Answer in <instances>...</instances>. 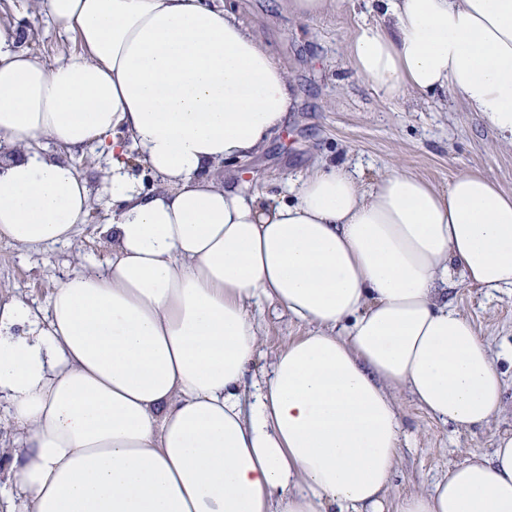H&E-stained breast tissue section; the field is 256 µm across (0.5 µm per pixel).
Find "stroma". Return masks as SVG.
<instances>
[{
	"label": "stroma",
	"instance_id": "1",
	"mask_svg": "<svg viewBox=\"0 0 512 512\" xmlns=\"http://www.w3.org/2000/svg\"><path fill=\"white\" fill-rule=\"evenodd\" d=\"M223 3L274 53L301 96L281 133L235 162L252 189L282 195L312 167L341 163L361 168L367 181L399 168L440 189L459 173L476 170L512 193V145L483 126L458 94L386 99L349 66L343 46L354 28L370 19L368 0H336L333 10L308 19L290 14L286 0ZM0 26L31 29L34 36L25 49L49 62L80 49L75 34L61 33L49 22L42 0H0ZM109 216L107 205L97 204L68 245L30 249L0 238V297L42 304L82 264L106 265L111 252L98 229ZM448 299L497 352L504 409L493 426L462 432L401 395V452L385 512H397L409 493L429 491L449 466L488 453L495 430L512 428V292L461 283ZM250 314L261 337L259 370L307 331L273 302L252 306Z\"/></svg>",
	"mask_w": 512,
	"mask_h": 512
}]
</instances>
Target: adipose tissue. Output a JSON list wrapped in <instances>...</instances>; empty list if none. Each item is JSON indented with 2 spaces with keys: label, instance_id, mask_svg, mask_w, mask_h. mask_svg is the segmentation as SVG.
<instances>
[{
  "label": "adipose tissue",
  "instance_id": "adipose-tissue-1",
  "mask_svg": "<svg viewBox=\"0 0 512 512\" xmlns=\"http://www.w3.org/2000/svg\"><path fill=\"white\" fill-rule=\"evenodd\" d=\"M373 2L343 46L356 73L387 99L454 90L512 145V0ZM45 8L81 50L49 63L0 28V237L69 242L105 200L112 259L45 307L0 302L20 512H383L399 395L462 431L500 415L502 374L448 285L512 288L511 194L477 172L438 190L335 165L288 197L216 180L299 105L236 14L208 0ZM44 138L99 147L101 187ZM263 299L308 331L257 382ZM400 512H512V429Z\"/></svg>",
  "mask_w": 512,
  "mask_h": 512
}]
</instances>
